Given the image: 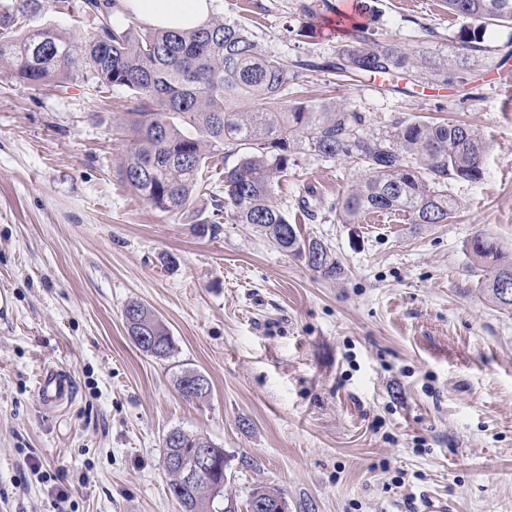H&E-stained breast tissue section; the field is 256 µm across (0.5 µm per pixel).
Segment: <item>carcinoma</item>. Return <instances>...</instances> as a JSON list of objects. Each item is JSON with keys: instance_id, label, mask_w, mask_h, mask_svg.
Instances as JSON below:
<instances>
[{"instance_id": "cac0c4a2", "label": "carcinoma", "mask_w": 512, "mask_h": 512, "mask_svg": "<svg viewBox=\"0 0 512 512\" xmlns=\"http://www.w3.org/2000/svg\"><path fill=\"white\" fill-rule=\"evenodd\" d=\"M448 12L467 22L459 40L460 65L482 50L481 34L490 25L512 23V0H446ZM114 0H83L96 19L95 30L77 40L35 24L42 0H0V68L31 85L80 79L96 89H126L131 108L124 133L129 141L119 165L121 180L153 208L166 213H196L197 224L219 230L216 217L233 208L238 224H251L280 251L306 258L320 275L334 279L341 267L324 243L301 238L272 196L274 180L288 169L293 153L307 149L342 159L364 177L334 209L339 224H357L370 213L400 212L412 224H446L459 205L448 194L451 181H477L487 144L466 124L413 121L382 135L365 132L366 118L336 102L288 105L285 92L297 78L280 58L268 55L239 25L213 18L193 30L147 28L137 31L112 21ZM336 59L326 66L349 77L357 74L391 78L413 67L395 44L377 41L367 24L346 26ZM237 156L224 168V195H210L212 213L197 208L205 185L202 172L211 159ZM475 263L493 266L484 281L492 300L512 307V262L500 261L495 243L482 235L471 241ZM126 323L131 338L146 330L156 338L142 351L171 356L167 327L142 302ZM194 370L183 372L177 388L187 400L207 397L210 389L191 388ZM164 440L163 458L190 460L207 447L214 456L208 477L186 485L172 470L168 489L181 512L224 510V449L207 437L172 430ZM265 500L267 512L287 509L281 493L252 489L249 499Z\"/></svg>"}]
</instances>
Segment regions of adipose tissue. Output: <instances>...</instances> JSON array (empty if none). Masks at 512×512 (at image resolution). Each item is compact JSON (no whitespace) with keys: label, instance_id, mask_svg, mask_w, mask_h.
<instances>
[{"label":"adipose tissue","instance_id":"adipose-tissue-1","mask_svg":"<svg viewBox=\"0 0 512 512\" xmlns=\"http://www.w3.org/2000/svg\"><path fill=\"white\" fill-rule=\"evenodd\" d=\"M214 0H118L117 12H129L144 23L164 29L191 30L205 24Z\"/></svg>","mask_w":512,"mask_h":512}]
</instances>
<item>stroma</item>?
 <instances>
[{
	"label": "stroma",
	"mask_w": 512,
	"mask_h": 512,
	"mask_svg": "<svg viewBox=\"0 0 512 512\" xmlns=\"http://www.w3.org/2000/svg\"><path fill=\"white\" fill-rule=\"evenodd\" d=\"M346 2L420 66L377 85L303 70L289 103L337 101L374 134L456 121L488 148L479 181L449 183L462 207L446 224L337 223L357 168L294 153L273 196L339 260L334 279L230 213L203 234L194 214L124 185V89L49 90L0 70V512H180L163 467L174 429L223 448L236 512L257 485L288 512H413L426 495L449 512H512V309L469 253L481 233L512 261V25L487 27L448 83L433 70L464 23L445 0H215L214 13L284 62L326 61ZM36 22L76 38L95 26L82 0H45ZM133 300L168 327V359L128 335ZM50 366L75 387L56 413L37 389ZM185 370L209 379L207 399L180 395Z\"/></svg>",
	"instance_id": "stroma-1"
}]
</instances>
